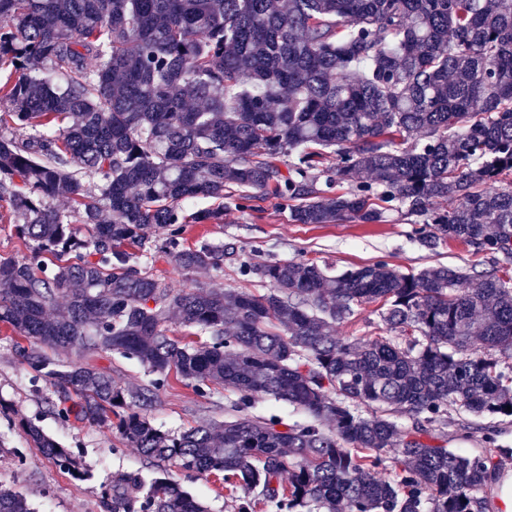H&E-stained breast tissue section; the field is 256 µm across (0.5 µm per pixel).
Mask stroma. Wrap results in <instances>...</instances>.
I'll use <instances>...</instances> for the list:
<instances>
[{
	"instance_id": "1",
	"label": "stroma",
	"mask_w": 512,
	"mask_h": 512,
	"mask_svg": "<svg viewBox=\"0 0 512 512\" xmlns=\"http://www.w3.org/2000/svg\"><path fill=\"white\" fill-rule=\"evenodd\" d=\"M204 241L223 244L224 259L219 266L186 274L161 257L153 261L139 258L138 265L175 289L216 287L253 293L266 292L269 285L257 275L242 273L246 261H305L331 274L379 260L405 273L430 266H473L489 271L506 265L502 258L472 255L468 247L452 240L428 250L417 240L413 225L397 213L389 214L381 224H296L273 198L261 201L256 210L240 209L228 199L221 223L185 225L184 245ZM10 334L7 325L0 323V482L24 486L34 512H104V497L121 475H157V467L138 449L128 447L115 426L57 418L49 402L53 394L49 381L35 379L17 356ZM230 398L220 387L201 397L191 386L174 380L145 415L153 425L176 434L204 422L224 421ZM26 419L79 455L91 472L90 479L75 480L46 460L25 432L22 422ZM167 471L210 512H235V502L220 480L188 478L172 465Z\"/></svg>"
}]
</instances>
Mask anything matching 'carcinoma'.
<instances>
[{
	"label": "carcinoma",
	"instance_id": "cac0c4a2",
	"mask_svg": "<svg viewBox=\"0 0 512 512\" xmlns=\"http://www.w3.org/2000/svg\"><path fill=\"white\" fill-rule=\"evenodd\" d=\"M0 21V70L15 75L0 84V202L28 249L0 257V323L58 417H118L146 458L221 479L237 512H485L491 454L431 440L450 409L512 417L497 357L512 351L511 275L246 261L268 292L176 291L127 248L160 233L176 269L217 266L224 245L186 248L184 225L220 223L224 206L191 205L236 187L240 207L273 195L296 224L393 211L428 249L511 261L512 0H0ZM365 304L389 335L333 336ZM171 313L199 340L172 334ZM66 350L76 360L55 358ZM112 352L148 385L125 390L92 363ZM174 378L231 392L230 419L152 425L137 408ZM259 395L307 419L255 416ZM461 430L494 446L493 426ZM26 432L89 477L38 425ZM0 512H33L28 493L1 483ZM105 512L207 508L170 475L131 472Z\"/></svg>",
	"mask_w": 512,
	"mask_h": 512
}]
</instances>
